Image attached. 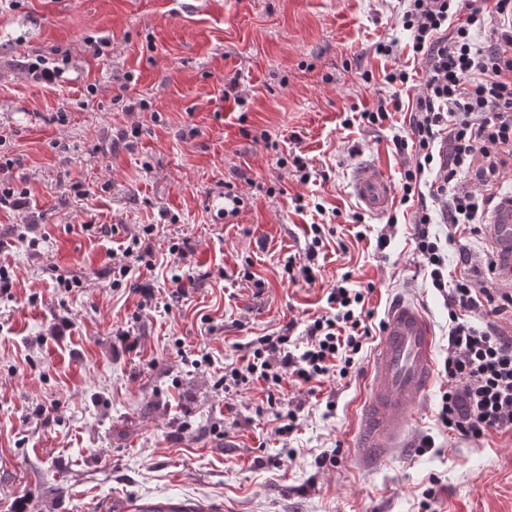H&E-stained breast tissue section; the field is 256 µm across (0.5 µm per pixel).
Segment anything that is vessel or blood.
Wrapping results in <instances>:
<instances>
[{
  "label": "vessel or blood",
  "mask_w": 512,
  "mask_h": 512,
  "mask_svg": "<svg viewBox=\"0 0 512 512\" xmlns=\"http://www.w3.org/2000/svg\"><path fill=\"white\" fill-rule=\"evenodd\" d=\"M354 190L375 213L389 204L391 184L379 170L361 168ZM493 232L502 255L512 254V200H502L493 219ZM434 376V336L425 313L401 301L388 310L381 343L371 365L359 452L367 458L402 447L413 410L430 388Z\"/></svg>",
  "instance_id": "b4317fda"
}]
</instances>
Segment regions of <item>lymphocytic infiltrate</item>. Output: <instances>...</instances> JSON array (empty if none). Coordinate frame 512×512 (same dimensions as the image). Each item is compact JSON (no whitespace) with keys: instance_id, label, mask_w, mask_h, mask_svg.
Segmentation results:
<instances>
[{"instance_id":"lymphocytic-infiltrate-1","label":"lymphocytic infiltrate","mask_w":512,"mask_h":512,"mask_svg":"<svg viewBox=\"0 0 512 512\" xmlns=\"http://www.w3.org/2000/svg\"><path fill=\"white\" fill-rule=\"evenodd\" d=\"M403 26L424 71L409 117L410 136H394L397 154H414L401 178L402 200L418 194L421 175L438 164L441 183L434 198L448 225V243L476 233L494 200L492 189L512 160V0H407ZM499 23L485 44L474 29L487 16ZM428 207L415 212V260L448 302L446 388L438 422L465 440L512 432V339L472 316L485 304L512 307V294L493 296L486 280L450 274ZM372 311L363 291L336 283L324 311L295 322L277 335L248 342L241 362L231 363L217 381L237 395L254 383L266 387V403L281 400L285 383L311 386L333 374L347 377L371 335Z\"/></svg>"}]
</instances>
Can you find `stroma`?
Here are the masks:
<instances>
[{"mask_svg": "<svg viewBox=\"0 0 512 512\" xmlns=\"http://www.w3.org/2000/svg\"><path fill=\"white\" fill-rule=\"evenodd\" d=\"M406 7L0 0V185L28 192L0 206V264L15 273L0 295V512H425L428 489L436 512H512V433H448L443 377L414 411L409 447L359 459L376 344L315 394L286 385L275 410L262 384L229 401L216 386L247 342L320 311L344 276L366 289L372 326L396 300L422 308L443 368L448 305L412 260L420 201L396 191L377 214L353 189L364 165L401 183L392 138L409 133L422 77ZM380 41L395 56L378 55ZM41 56L64 63L61 83L25 71ZM396 68L408 83H386ZM233 79L235 101L224 97ZM393 96L392 124L361 119ZM228 181L243 203L223 218L216 194ZM312 222L327 229L318 279L293 285L284 264L303 257ZM148 224L154 267L132 266L113 287V265ZM183 240L178 262L168 246ZM291 407L297 429L279 434L275 413Z\"/></svg>", "mask_w": 512, "mask_h": 512, "instance_id": "obj_1", "label": "stroma"}]
</instances>
